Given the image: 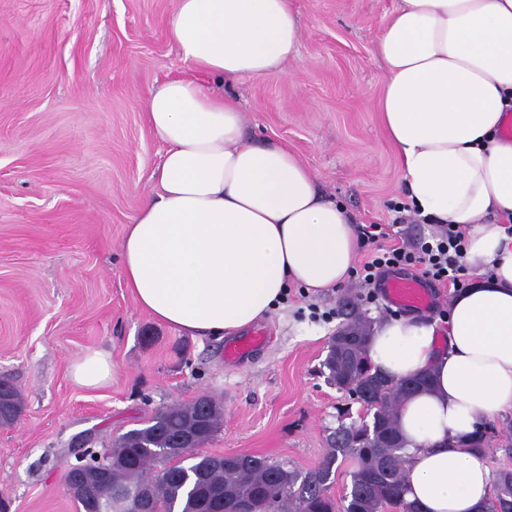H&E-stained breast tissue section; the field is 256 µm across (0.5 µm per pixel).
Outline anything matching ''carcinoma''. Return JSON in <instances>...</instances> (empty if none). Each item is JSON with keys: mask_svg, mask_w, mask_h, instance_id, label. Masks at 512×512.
<instances>
[{"mask_svg": "<svg viewBox=\"0 0 512 512\" xmlns=\"http://www.w3.org/2000/svg\"><path fill=\"white\" fill-rule=\"evenodd\" d=\"M373 321L353 308L342 327L356 335L348 345L330 344L323 368L327 381L358 401L374 406L367 416L353 418L350 409H339L338 425L328 440V450L317 466L300 471L265 458L235 455L224 461L191 450L182 457L171 454L179 437L201 435L208 444L221 429L223 412L214 401L174 402L163 406L141 428L127 431L107 448L111 462L109 484L91 488L77 501L81 512H133L128 494L138 485H154L143 512H236L237 504L253 500L273 512H416L403 498L406 482V450L396 419L400 403L431 386L432 377L421 372L395 381L373 370L368 341ZM21 407L15 387L0 399V418H14ZM495 437L494 427L484 422L476 429L469 447L486 455ZM353 459L350 489L337 498L331 494V476L338 459ZM493 494L485 512H512V471L493 474Z\"/></svg>", "mask_w": 512, "mask_h": 512, "instance_id": "obj_1", "label": "carcinoma"}]
</instances>
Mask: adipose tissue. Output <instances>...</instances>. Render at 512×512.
<instances>
[{
  "mask_svg": "<svg viewBox=\"0 0 512 512\" xmlns=\"http://www.w3.org/2000/svg\"><path fill=\"white\" fill-rule=\"evenodd\" d=\"M181 59L208 83L170 79L145 100L164 147L124 236L122 275L137 305L171 329L207 339L268 318L289 285L346 282L358 242L346 208L326 199L288 148L244 138L221 92L277 77L298 54L290 0H178L166 21ZM387 79L379 112L418 217L466 226L473 279L450 296L446 350L437 322L383 318L368 354L397 379L432 386L398 409L408 454L404 498L418 512H481L490 470L468 446L480 420L512 412V0H402L375 43ZM74 382L112 376L100 351L73 360Z\"/></svg>",
  "mask_w": 512,
  "mask_h": 512,
  "instance_id": "ef3b65f1",
  "label": "adipose tissue"
}]
</instances>
